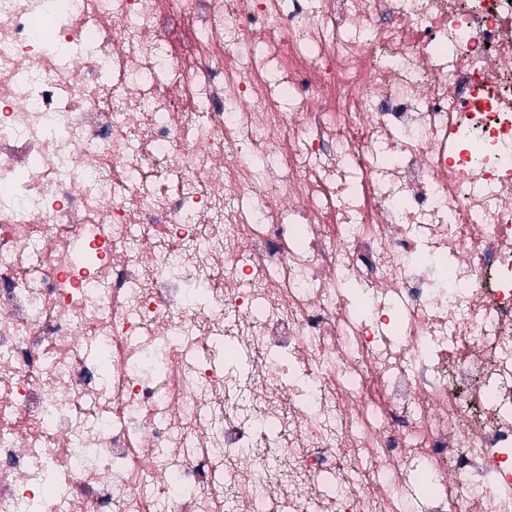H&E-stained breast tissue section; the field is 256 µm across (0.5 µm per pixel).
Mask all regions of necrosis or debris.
<instances>
[{"label": "necrosis or debris", "instance_id": "obj_1", "mask_svg": "<svg viewBox=\"0 0 512 512\" xmlns=\"http://www.w3.org/2000/svg\"><path fill=\"white\" fill-rule=\"evenodd\" d=\"M512 512V0H0V512Z\"/></svg>", "mask_w": 512, "mask_h": 512}]
</instances>
